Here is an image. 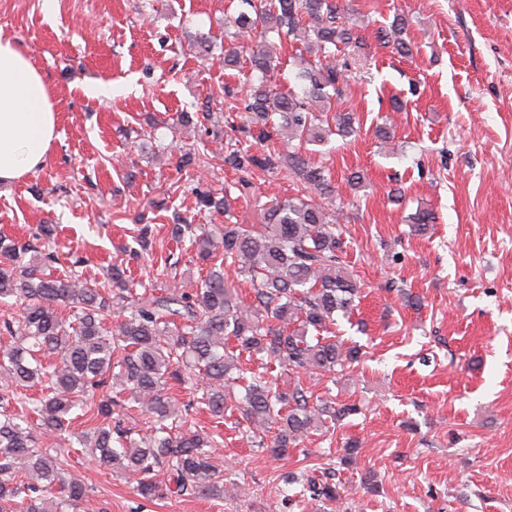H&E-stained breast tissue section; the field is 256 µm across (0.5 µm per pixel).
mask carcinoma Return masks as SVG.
Returning a JSON list of instances; mask_svg holds the SVG:
<instances>
[{
	"instance_id": "carcinoma-1",
	"label": "carcinoma",
	"mask_w": 512,
	"mask_h": 512,
	"mask_svg": "<svg viewBox=\"0 0 512 512\" xmlns=\"http://www.w3.org/2000/svg\"><path fill=\"white\" fill-rule=\"evenodd\" d=\"M240 2L248 10L227 20L236 45L224 50V67L238 66L242 48L258 77L243 106L230 102L226 109L255 144L283 135L286 149L229 144L224 166L243 174L283 173L301 184V193L273 202L261 224H225L215 231L175 225L172 237L189 239L208 267L191 291L173 286L139 297L134 279L118 265L103 284L76 273L54 277L47 273L57 260L53 224L38 229L45 251L0 235V301L22 305L18 318L0 315L10 337L0 349V512H79L89 499L84 480L62 472L57 449L36 446V427L132 478L143 499H224V470L214 454L219 441L185 429L182 407L168 393L170 381L192 390V402L218 419L237 409L246 439L278 458L288 455L290 443L323 430L326 420L356 411L312 402L300 383L281 389L267 372L250 371L240 361L246 352L296 373L324 374L359 358L356 347L331 331L336 312L353 309L360 285L343 257L331 173L307 156L312 143L356 133L352 115L336 110L347 79L335 64L340 46L358 43L355 24L337 0ZM406 25L398 13L382 35L401 56L412 53L402 38ZM290 37L302 41L308 56L301 58L300 89L283 93L269 84L279 65L273 39ZM230 195L227 186L221 197L195 191L196 204L217 214L228 212ZM241 277L254 290L248 305L238 294ZM105 387L141 409L148 433L137 438L112 424L119 402L110 395L95 398ZM235 387L242 392L230 405L226 390ZM78 411L101 422L72 432ZM286 483L300 485V496L314 501L341 497L338 486L305 473Z\"/></svg>"
}]
</instances>
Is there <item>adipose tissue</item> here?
Returning a JSON list of instances; mask_svg holds the SVG:
<instances>
[{
    "label": "adipose tissue",
    "mask_w": 512,
    "mask_h": 512,
    "mask_svg": "<svg viewBox=\"0 0 512 512\" xmlns=\"http://www.w3.org/2000/svg\"><path fill=\"white\" fill-rule=\"evenodd\" d=\"M49 87L16 42L0 40V185L40 167L57 140Z\"/></svg>",
    "instance_id": "ef3b65f1"
}]
</instances>
